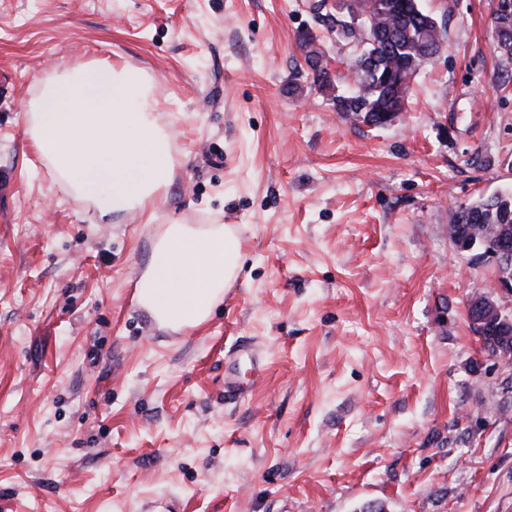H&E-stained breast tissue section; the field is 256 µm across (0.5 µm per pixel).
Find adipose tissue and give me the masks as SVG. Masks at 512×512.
I'll use <instances>...</instances> for the list:
<instances>
[{
	"label": "adipose tissue",
	"instance_id": "adipose-tissue-1",
	"mask_svg": "<svg viewBox=\"0 0 512 512\" xmlns=\"http://www.w3.org/2000/svg\"><path fill=\"white\" fill-rule=\"evenodd\" d=\"M157 99L124 67L80 66L47 83L27 133L58 177L101 215H144L173 177L170 139L155 116ZM243 263L235 228L168 224L137 284V298L158 322L204 323Z\"/></svg>",
	"mask_w": 512,
	"mask_h": 512
}]
</instances>
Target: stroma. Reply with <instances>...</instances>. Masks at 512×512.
<instances>
[{
  "mask_svg": "<svg viewBox=\"0 0 512 512\" xmlns=\"http://www.w3.org/2000/svg\"><path fill=\"white\" fill-rule=\"evenodd\" d=\"M318 2L0 0V512H512V361L467 316L496 263L448 237L451 208L512 192L497 0H423L443 49L383 127L314 84L301 31L332 74L350 58ZM90 62L156 85L155 223L100 216L26 133ZM174 223L244 253L178 332L135 298Z\"/></svg>",
  "mask_w": 512,
  "mask_h": 512,
  "instance_id": "35a3bbf8",
  "label": "stroma"
}]
</instances>
